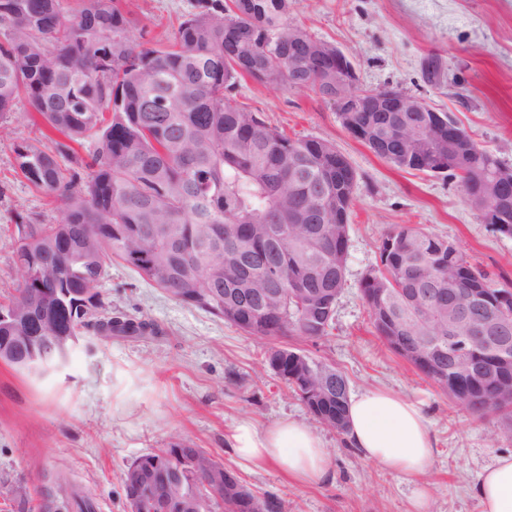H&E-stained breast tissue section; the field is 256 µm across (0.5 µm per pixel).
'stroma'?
<instances>
[{"label": "stroma", "mask_w": 512, "mask_h": 512, "mask_svg": "<svg viewBox=\"0 0 512 512\" xmlns=\"http://www.w3.org/2000/svg\"><path fill=\"white\" fill-rule=\"evenodd\" d=\"M194 2L126 0V8L146 39L161 46ZM288 20L347 51L361 87L390 86L425 99L512 166V0H291ZM233 99L288 136L331 142L357 173L332 333L315 343L286 337L283 345L334 365L350 392L389 387L419 404L437 440L427 476L431 512H480L478 474L498 454L512 453L505 421L473 417L392 352L372 326L359 283L376 267L382 238L401 224L454 240L499 282L512 280V237L493 232L469 208L458 179L394 167L356 140L335 106L314 92L245 77ZM56 137L26 100L0 118V295L21 281L13 259L18 224L61 219L57 204L17 170L16 149ZM99 290L113 315L151 320L158 333L103 342L84 328L64 364L40 378L0 361V512H14L19 493L52 512L51 502L62 497L53 480L59 472L91 493L98 512H127L124 465L178 441L211 453L256 495L276 497L282 512H411V488L397 473L365 460L322 425L317 431L331 453L327 483L301 487L276 468L239 466L225 440L237 420L311 419L265 363L260 343L176 301L119 260Z\"/></svg>", "instance_id": "obj_1"}]
</instances>
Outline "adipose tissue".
Segmentation results:
<instances>
[{
  "label": "adipose tissue",
  "mask_w": 512,
  "mask_h": 512,
  "mask_svg": "<svg viewBox=\"0 0 512 512\" xmlns=\"http://www.w3.org/2000/svg\"><path fill=\"white\" fill-rule=\"evenodd\" d=\"M347 439L363 458L401 475L415 486L412 512H431L432 469L436 442L422 409L410 399L384 388L352 394L348 401ZM226 440L239 465L278 467L301 486L327 482L331 458L320 435L307 423L284 419L262 427L242 418ZM480 512H512V453L495 457L478 476Z\"/></svg>",
  "instance_id": "ef3b65f1"
}]
</instances>
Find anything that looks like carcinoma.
Instances as JSON below:
<instances>
[{
    "label": "carcinoma",
    "mask_w": 512,
    "mask_h": 512,
    "mask_svg": "<svg viewBox=\"0 0 512 512\" xmlns=\"http://www.w3.org/2000/svg\"><path fill=\"white\" fill-rule=\"evenodd\" d=\"M290 0H196L164 47L135 38L138 21L120 0H0V115L23 96L52 130L68 139L46 152L19 147L17 168L62 205L57 224H20L15 260L24 283L0 311L37 306L43 318H60L63 331L89 326L103 308L98 286L112 258L135 269L175 300L203 310L263 343V358L320 424L346 436L348 396L320 398L318 367L326 363L278 344L285 336L317 341L330 335L346 270L317 248L323 239L347 258L356 171L332 143L290 137L255 112L234 104L238 79L293 88L288 81ZM111 117H105V113ZM90 141L88 159L65 163L70 143ZM410 170L445 174L476 191L477 171L500 163L473 154L448 163L429 136ZM392 248H387V244ZM243 259L256 278L240 282L229 298L225 272ZM436 276L437 287L455 279L478 288L492 303L512 289L472 264L459 245L409 225L388 232L379 264L359 290L372 325L395 354L478 417L512 421V397L493 383L448 370V355L431 368L412 355L419 340L405 336L386 305L401 297L406 278ZM284 287L261 307L243 296ZM402 318L428 323L418 306ZM100 339L142 336L145 319L101 317ZM190 465L170 448L136 457L122 469L129 512H281L272 496L259 497L202 448ZM181 479L174 495L197 498L182 510L161 489ZM92 497L64 496L57 512H94Z\"/></svg>",
    "instance_id": "cac0c4a2"
}]
</instances>
